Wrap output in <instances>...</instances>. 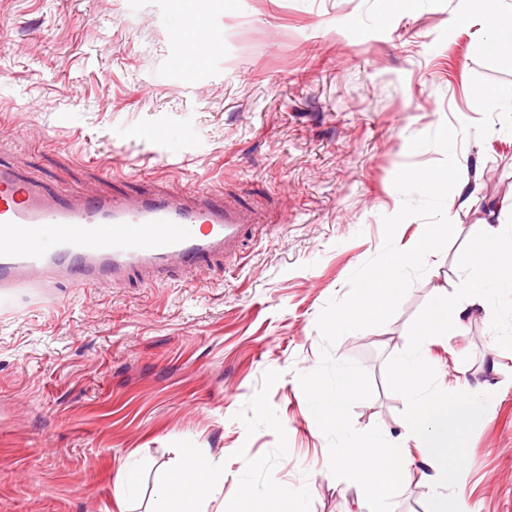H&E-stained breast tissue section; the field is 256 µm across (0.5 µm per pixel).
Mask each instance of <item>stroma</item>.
I'll return each instance as SVG.
<instances>
[{
	"label": "stroma",
	"instance_id": "35a3bbf8",
	"mask_svg": "<svg viewBox=\"0 0 512 512\" xmlns=\"http://www.w3.org/2000/svg\"><path fill=\"white\" fill-rule=\"evenodd\" d=\"M482 0H224L211 9L218 50L180 63L175 0H0V162L52 192L135 195L160 182L211 186L264 209L240 256L146 285L59 282L0 309V512H118L120 470L205 452L224 462V512H278L267 491L304 488L291 512H369L328 468V442L298 381L316 369L317 318L383 243L410 151L442 122L462 193L445 214L453 241L383 326L342 336L331 354L371 377L352 409L412 466L393 512H429L427 460L405 433L389 357L440 287L455 291L473 227L507 223L486 175L512 183V134L472 131L473 76L512 84V59L487 56ZM429 338L445 391L491 393L455 489L473 512H512V351L491 309ZM264 459L263 469L249 465Z\"/></svg>",
	"mask_w": 512,
	"mask_h": 512
}]
</instances>
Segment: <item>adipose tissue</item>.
<instances>
[{
    "mask_svg": "<svg viewBox=\"0 0 512 512\" xmlns=\"http://www.w3.org/2000/svg\"><path fill=\"white\" fill-rule=\"evenodd\" d=\"M151 477L158 493L185 510L200 501H218L224 492V464L206 454L191 455L178 468L152 467Z\"/></svg>",
    "mask_w": 512,
    "mask_h": 512,
    "instance_id": "adipose-tissue-1",
    "label": "adipose tissue"
}]
</instances>
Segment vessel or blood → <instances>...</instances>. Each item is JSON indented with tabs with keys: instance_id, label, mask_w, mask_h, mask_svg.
Listing matches in <instances>:
<instances>
[{
	"instance_id": "vessel-or-blood-1",
	"label": "vessel or blood",
	"mask_w": 512,
	"mask_h": 512,
	"mask_svg": "<svg viewBox=\"0 0 512 512\" xmlns=\"http://www.w3.org/2000/svg\"><path fill=\"white\" fill-rule=\"evenodd\" d=\"M263 216L206 187L131 197L52 195L0 164V304L60 279L105 287L163 280L236 254Z\"/></svg>"
}]
</instances>
